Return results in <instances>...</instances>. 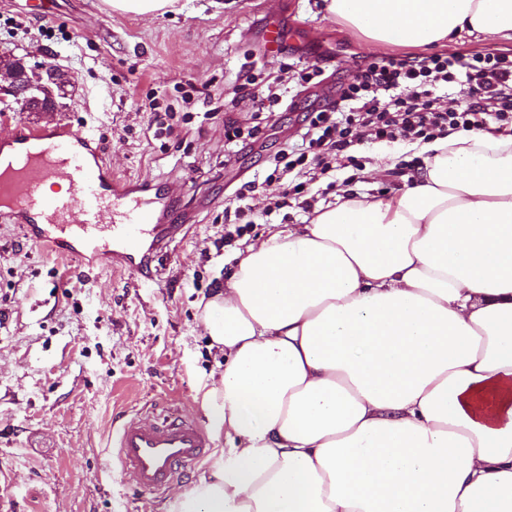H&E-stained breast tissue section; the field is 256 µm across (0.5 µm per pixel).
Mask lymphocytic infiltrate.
Listing matches in <instances>:
<instances>
[{"mask_svg":"<svg viewBox=\"0 0 512 512\" xmlns=\"http://www.w3.org/2000/svg\"><path fill=\"white\" fill-rule=\"evenodd\" d=\"M467 88L470 97L448 108L437 93L447 84ZM512 132V55L454 52L422 58L390 56L359 60L339 89L335 107L319 110L302 135L303 148L281 150L275 163L287 169L315 165L328 172L326 156L353 147L352 126L378 141H425L453 131Z\"/></svg>","mask_w":512,"mask_h":512,"instance_id":"1","label":"lymphocytic infiltrate"}]
</instances>
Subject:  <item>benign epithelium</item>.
Masks as SVG:
<instances>
[{"instance_id":"obj_1","label":"benign epithelium","mask_w":512,"mask_h":512,"mask_svg":"<svg viewBox=\"0 0 512 512\" xmlns=\"http://www.w3.org/2000/svg\"><path fill=\"white\" fill-rule=\"evenodd\" d=\"M5 79L8 85L0 84V100L10 95L21 106L23 112L49 113L60 111L59 99L65 95L69 85L68 75L53 64H46L33 69L26 65L22 58L11 52L0 53V80Z\"/></svg>"}]
</instances>
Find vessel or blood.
Instances as JSON below:
<instances>
[{
	"mask_svg": "<svg viewBox=\"0 0 512 512\" xmlns=\"http://www.w3.org/2000/svg\"><path fill=\"white\" fill-rule=\"evenodd\" d=\"M67 182L66 194L43 187ZM160 198L143 195L140 181L114 179L89 134L67 127L20 133L0 142V206L27 219L28 237L87 270L110 266L151 279L153 254L173 231L159 221ZM211 440L193 420L129 419L119 430L117 457L141 488L159 490L197 463Z\"/></svg>",
	"mask_w": 512,
	"mask_h": 512,
	"instance_id": "vessel-or-blood-1",
	"label": "vessel or blood"
}]
</instances>
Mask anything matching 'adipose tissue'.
Segmentation results:
<instances>
[{
	"mask_svg": "<svg viewBox=\"0 0 512 512\" xmlns=\"http://www.w3.org/2000/svg\"><path fill=\"white\" fill-rule=\"evenodd\" d=\"M378 45L512 44V0H325ZM269 229L199 305L224 446L167 512H512V135Z\"/></svg>",
	"mask_w": 512,
	"mask_h": 512,
	"instance_id": "1",
	"label": "adipose tissue"
}]
</instances>
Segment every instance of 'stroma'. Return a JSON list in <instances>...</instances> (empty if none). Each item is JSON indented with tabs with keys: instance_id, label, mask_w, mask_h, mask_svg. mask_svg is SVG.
Instances as JSON below:
<instances>
[{
	"instance_id": "35a3bbf8",
	"label": "stroma",
	"mask_w": 512,
	"mask_h": 512,
	"mask_svg": "<svg viewBox=\"0 0 512 512\" xmlns=\"http://www.w3.org/2000/svg\"><path fill=\"white\" fill-rule=\"evenodd\" d=\"M0 0V50L27 65L52 62L72 87L57 115L10 104L0 112V141L18 126L70 124L93 131L114 175L141 179L165 197V224L179 225L152 262L155 281L107 267L84 272L33 243L0 210V486L16 512H164L173 488L149 492L119 464L120 425L176 412L206 424L202 381L217 371L196 304L223 282L239 250L259 243L273 224H300L301 200L273 210L286 181L267 182L268 159L299 142L306 117L334 102L355 57L404 56V47L373 44L329 17L324 0H177L150 17L112 11L103 0ZM279 27L301 69L329 55L323 74L289 83L280 104L260 109L281 61L267 31ZM256 82L236 89L237 76ZM171 106L173 133H158L150 98ZM358 173L337 170L334 187L310 189L312 207L339 195L381 197L402 188L414 158L409 141H368ZM395 157L394 169L375 167ZM259 188L254 211L225 240V208L245 183Z\"/></svg>"
}]
</instances>
